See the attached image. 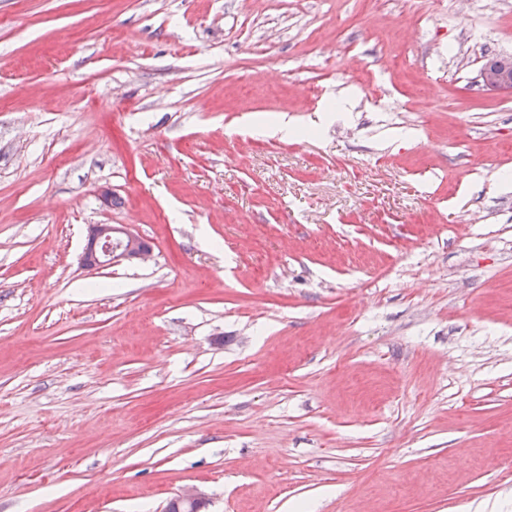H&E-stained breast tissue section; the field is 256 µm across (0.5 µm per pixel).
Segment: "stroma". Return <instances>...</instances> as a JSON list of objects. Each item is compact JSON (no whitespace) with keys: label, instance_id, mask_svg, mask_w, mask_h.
Instances as JSON below:
<instances>
[{"label":"stroma","instance_id":"stroma-1","mask_svg":"<svg viewBox=\"0 0 512 512\" xmlns=\"http://www.w3.org/2000/svg\"><path fill=\"white\" fill-rule=\"evenodd\" d=\"M495 56L512 0H0V512H512ZM482 86L492 92L512 95V68L493 66L487 60L479 70ZM152 248L124 224H91L83 262L87 266H110L121 260H146Z\"/></svg>","mask_w":512,"mask_h":512}]
</instances>
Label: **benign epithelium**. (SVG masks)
<instances>
[{
    "label": "benign epithelium",
    "instance_id": "benign-epithelium-1",
    "mask_svg": "<svg viewBox=\"0 0 512 512\" xmlns=\"http://www.w3.org/2000/svg\"><path fill=\"white\" fill-rule=\"evenodd\" d=\"M482 86L492 92L512 95V68H500L484 62L479 70ZM152 248L123 224H91L83 262L87 266H110L121 260L141 261L151 256ZM204 498L186 491L170 500L171 512H198Z\"/></svg>",
    "mask_w": 512,
    "mask_h": 512
}]
</instances>
